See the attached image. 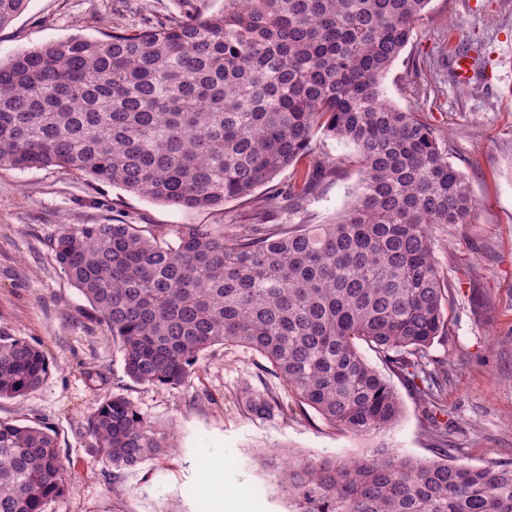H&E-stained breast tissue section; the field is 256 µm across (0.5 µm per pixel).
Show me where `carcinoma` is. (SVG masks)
<instances>
[{
    "mask_svg": "<svg viewBox=\"0 0 512 512\" xmlns=\"http://www.w3.org/2000/svg\"><path fill=\"white\" fill-rule=\"evenodd\" d=\"M430 0H224V11L21 49L0 62V168L59 167L185 211L251 195L285 168V202L314 195L333 168L306 157L320 132L354 149L356 202L334 224L290 231L206 224L171 233L136 224L67 226L58 266L119 342L126 375L175 388L200 354L234 345L266 359L290 402L242 389L253 416L313 409L374 437L402 415L365 342L437 405L429 349L447 328L448 277L434 230L467 224L475 202L434 130L381 97ZM28 0H0V27ZM38 344L0 336V399L50 374ZM96 457L133 468L173 448L174 433L121 394L87 424ZM294 512H512V464L399 458L268 461ZM74 479L51 430L0 418V512H44Z\"/></svg>",
    "mask_w": 512,
    "mask_h": 512,
    "instance_id": "1",
    "label": "carcinoma"
}]
</instances>
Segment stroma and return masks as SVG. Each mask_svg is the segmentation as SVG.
<instances>
[{
	"label": "stroma",
	"instance_id": "obj_1",
	"mask_svg": "<svg viewBox=\"0 0 512 512\" xmlns=\"http://www.w3.org/2000/svg\"><path fill=\"white\" fill-rule=\"evenodd\" d=\"M223 9L224 0H29L0 28V59L72 35L98 38ZM466 45L487 65L464 86L452 80L448 54ZM380 89L387 103L443 137L469 183L475 214L471 223L450 225L438 236L437 259L450 286L448 326L429 350L445 369L439 407L425 411L410 388L391 377L403 412L379 441L401 457L434 459L442 427L449 463H512V0H430ZM310 148L335 163V173L301 209L269 205L267 223L291 230L332 224L354 203L359 172L352 147L317 134ZM267 192L262 186L221 208L182 211L55 167L0 168V335L37 342L51 363L37 389L0 400V418L48 426L76 477L73 490L49 501L45 512H208L196 497L194 463L209 454L227 460V491L245 490L259 512H291L292 503L270 483L265 455H370L369 440L326 425L312 410L284 419L246 414L237 401L243 385L276 393L283 386L259 354L242 347H212L176 388L132 381L110 330L54 259L52 243L68 225L122 221L166 232L176 224H208L231 235L250 223L255 200ZM91 366L105 383L89 385L84 372ZM113 394L173 428L176 450L133 469L98 462L87 422Z\"/></svg>",
	"mask_w": 512,
	"mask_h": 512
}]
</instances>
